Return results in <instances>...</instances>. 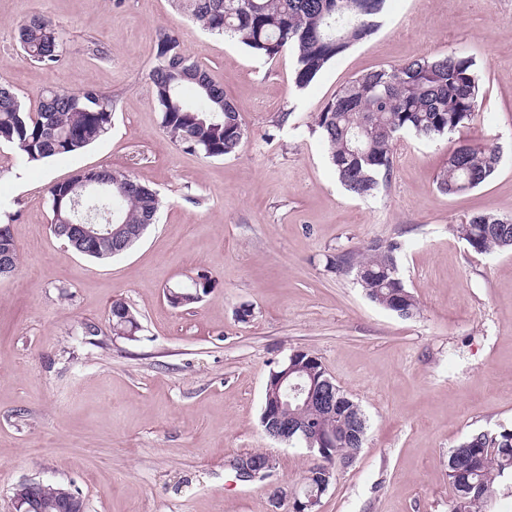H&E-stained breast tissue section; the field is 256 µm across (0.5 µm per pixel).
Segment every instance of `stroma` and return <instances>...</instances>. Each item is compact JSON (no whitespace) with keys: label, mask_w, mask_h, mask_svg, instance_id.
Listing matches in <instances>:
<instances>
[{"label":"stroma","mask_w":512,"mask_h":512,"mask_svg":"<svg viewBox=\"0 0 512 512\" xmlns=\"http://www.w3.org/2000/svg\"><path fill=\"white\" fill-rule=\"evenodd\" d=\"M35 14L63 32L55 68L19 47ZM165 28L238 106V153L208 158L164 134L147 74ZM448 53L479 64L480 111L447 137L401 139L380 191L353 196L317 114L367 71ZM294 63L208 34L173 0H0V82L31 104L83 84L114 101L111 130L82 153L25 164L0 146V211L19 252L0 279V512H14L24 481L76 490L87 512H291L288 498L272 510L274 487L302 489L322 460L267 436L259 417L270 369L300 349L368 419L320 512H450L449 452L472 432L512 430V251L479 254L451 233L479 211L512 217V0H387L377 32L305 89ZM487 142L501 149L495 177L439 192L449 151ZM100 166L164 202L152 230L108 260L55 237L48 207L52 184ZM377 239L405 244L411 318L327 266ZM201 276L213 286L198 303L168 302V287ZM117 300L138 317L137 341L112 334ZM254 451L275 457V473L240 483L229 462Z\"/></svg>","instance_id":"1"}]
</instances>
